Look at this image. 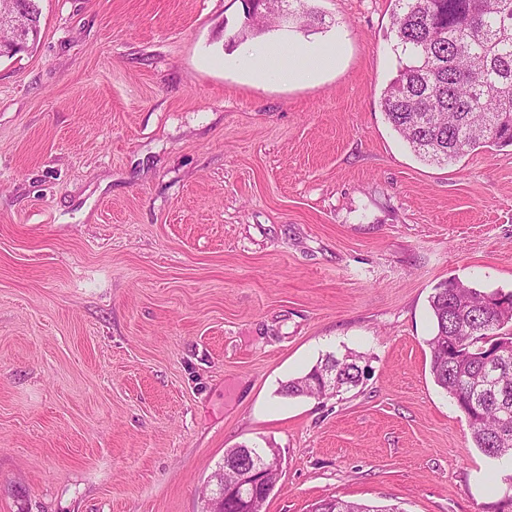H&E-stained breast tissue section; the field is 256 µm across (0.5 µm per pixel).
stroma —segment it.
Listing matches in <instances>:
<instances>
[{
	"mask_svg": "<svg viewBox=\"0 0 512 512\" xmlns=\"http://www.w3.org/2000/svg\"><path fill=\"white\" fill-rule=\"evenodd\" d=\"M39 5L0 58V512H203L241 445L281 454L264 512H496L429 298L512 291V147L392 129L391 0H309L304 85L250 77L242 0ZM349 351L356 388L282 396ZM311 512H399L398 507L369 506L337 498H324L313 504Z\"/></svg>",
	"mask_w": 512,
	"mask_h": 512,
	"instance_id": "obj_1",
	"label": "stroma"
}]
</instances>
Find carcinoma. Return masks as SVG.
I'll use <instances>...</instances> for the list:
<instances>
[{"label": "carcinoma", "instance_id": "obj_1", "mask_svg": "<svg viewBox=\"0 0 512 512\" xmlns=\"http://www.w3.org/2000/svg\"><path fill=\"white\" fill-rule=\"evenodd\" d=\"M288 0L298 21L316 13ZM31 25L26 47L41 30L39 0H0ZM279 30L266 2L244 11L242 30ZM391 32L398 70L381 107L394 130L423 161L449 164L484 146L512 145V0H394ZM435 333L428 341L435 384L454 399L474 444L492 459L512 457V293L482 292L455 278L434 288ZM497 352L495 361L488 360ZM361 356L327 354L307 374L288 381L286 396H319L322 378L337 392L359 385ZM311 512H399L324 498Z\"/></svg>", "mask_w": 512, "mask_h": 512}]
</instances>
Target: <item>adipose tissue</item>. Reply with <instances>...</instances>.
Here are the masks:
<instances>
[{"instance_id":"1","label":"adipose tissue","mask_w":512,"mask_h":512,"mask_svg":"<svg viewBox=\"0 0 512 512\" xmlns=\"http://www.w3.org/2000/svg\"><path fill=\"white\" fill-rule=\"evenodd\" d=\"M338 57L323 43L297 44L282 38L268 40L248 54L251 77L257 81L302 84L334 70Z\"/></svg>"}]
</instances>
